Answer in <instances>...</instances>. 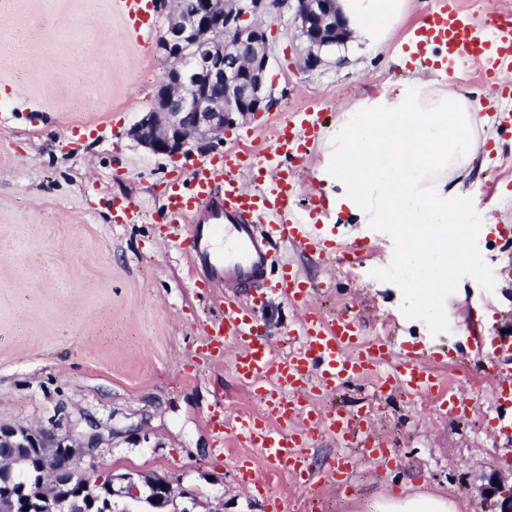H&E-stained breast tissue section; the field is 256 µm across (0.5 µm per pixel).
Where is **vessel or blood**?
Returning <instances> with one entry per match:
<instances>
[{"mask_svg":"<svg viewBox=\"0 0 512 512\" xmlns=\"http://www.w3.org/2000/svg\"><path fill=\"white\" fill-rule=\"evenodd\" d=\"M111 8L136 46L150 43L157 25L152 0H112ZM401 49L418 58H436L438 67L456 79L466 63L480 61L484 77L496 86L494 121L512 126L511 13L479 23L458 0H437L425 25L415 29ZM324 132L321 110L310 107L289 113L274 125L265 146H243L202 159L189 184L175 181L167 190L166 223L195 227L182 246L206 272L196 287L206 288L220 279L225 287L244 289L247 295L243 301L225 299L224 314L205 336L203 348L218 358L234 349V374L252 390L259 410L232 420L218 411L209 423L216 445H223L224 434L230 431L242 445L261 453L266 476H259L248 461L237 471L243 485L266 499L268 512H280L273 477L287 473L308 487L313 477L309 450L320 435H330L341 448L336 465L328 470L337 483L347 482L363 451L377 465H397L396 452L370 442L363 413L319 407V399L347 381L372 379L379 393L433 392L453 415L469 407L453 391L438 390L436 376L425 362L407 357L390 364L388 341L364 340L354 317L327 318L309 310L311 286L292 266L269 274L272 252L284 245L335 257L340 264L353 260L348 246L323 233L319 205L303 200L298 179L287 166L288 160L305 158ZM250 177L255 180L251 187L245 184ZM270 291L287 296L302 311L283 352L276 350L257 318ZM471 350L492 362L511 352L512 343L476 336Z\"/></svg>","mask_w":512,"mask_h":512,"instance_id":"b4317fda","label":"vessel or blood"}]
</instances>
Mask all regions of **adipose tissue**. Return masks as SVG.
I'll return each mask as SVG.
<instances>
[{
    "label": "adipose tissue",
    "instance_id": "obj_1",
    "mask_svg": "<svg viewBox=\"0 0 512 512\" xmlns=\"http://www.w3.org/2000/svg\"><path fill=\"white\" fill-rule=\"evenodd\" d=\"M404 6L405 0H337L352 37L374 49L392 39ZM483 125L476 102L448 84L414 79L396 95L367 97L343 112L317 173L336 189L333 211L392 225L404 243L402 265L427 269L425 287L413 294L432 318L449 311V264L459 258L476 211V190L461 175L476 157ZM440 251L448 263H434ZM373 512H459V505L430 493L388 495L375 501Z\"/></svg>",
    "mask_w": 512,
    "mask_h": 512
}]
</instances>
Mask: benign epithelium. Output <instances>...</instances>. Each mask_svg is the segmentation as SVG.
<instances>
[{
	"mask_svg": "<svg viewBox=\"0 0 512 512\" xmlns=\"http://www.w3.org/2000/svg\"><path fill=\"white\" fill-rule=\"evenodd\" d=\"M291 0H156L165 19L163 49L171 66L154 90L149 109L127 135L147 151L171 158L224 134L238 120L265 112L273 105L267 87L270 62L265 31L259 18L290 9ZM293 24L304 44V67L323 63L321 52L345 42L349 32L336 0H302ZM104 441L97 423L84 419L69 430L0 426V512H111L115 496L132 492L146 512H189L179 509L169 480L129 471L112 476L104 495L87 493L75 472L54 465L92 453ZM39 475L41 491L28 492L30 472ZM482 493L504 495L501 512H512V492L494 484Z\"/></svg>",
	"mask_w": 512,
	"mask_h": 512,
	"instance_id": "7a95c632",
	"label": "benign epithelium"
}]
</instances>
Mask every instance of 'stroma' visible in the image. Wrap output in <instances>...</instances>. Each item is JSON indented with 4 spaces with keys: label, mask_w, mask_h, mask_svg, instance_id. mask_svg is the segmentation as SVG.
I'll list each match as a JSON object with an SVG mask.
<instances>
[{
    "label": "stroma",
    "mask_w": 512,
    "mask_h": 512,
    "mask_svg": "<svg viewBox=\"0 0 512 512\" xmlns=\"http://www.w3.org/2000/svg\"><path fill=\"white\" fill-rule=\"evenodd\" d=\"M436 0H406L392 42L380 50L346 44L342 62L304 68L290 13L264 19L273 107L239 121L208 145L176 159L143 150L126 136L150 104L168 61L159 40L136 47L110 0H0V90L12 109L0 112V425L66 429L93 418L104 442L81 460L91 481L137 470L186 491L189 512H265L262 496L238 482L237 458L257 471L259 453L225 436L216 448L207 417L257 411L232 369V352L206 357L201 344L216 316L223 284L198 288L178 245L162 231L173 179L189 181L198 158L228 148L263 146L271 123L311 106L335 125L368 95H395L413 79H437L425 65L400 66L398 42ZM38 111L27 108L28 101ZM100 125L97 136L83 135ZM481 141L497 157H478L467 178L484 187L506 182L486 209L512 226V130L486 121ZM131 200L145 215L112 221V202ZM337 238L362 245L359 262L339 270L325 256L288 246L275 265L290 264L322 282L309 303L321 314L348 309L365 338L390 336L395 358H430L440 381L457 383L477 407L451 416L435 397L373 396L367 384L340 389L325 406L368 407L370 436L397 451L398 465L361 460L347 484L328 475L338 450L318 438L310 463L319 482L318 512H371L377 495L443 493L461 512H499L498 497L477 493L486 477L512 487V436L497 417L512 413L496 396L487 365L469 349L481 331H512V241L473 224L472 255L452 265L444 319L427 317L410 289L416 274L399 260L390 225L341 213L327 221ZM259 315L273 342L300 315L270 294Z\"/></svg>",
    "instance_id": "35a3bbf8"
}]
</instances>
